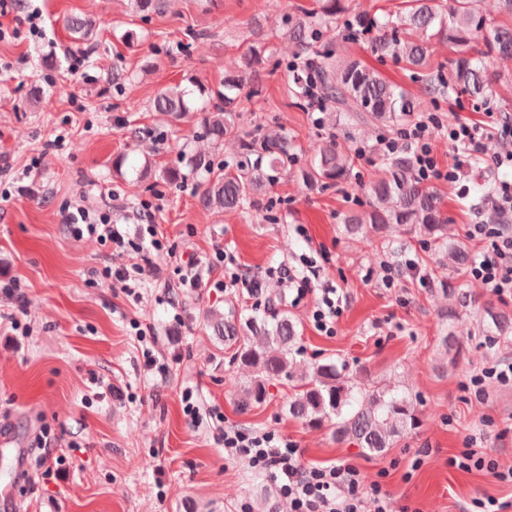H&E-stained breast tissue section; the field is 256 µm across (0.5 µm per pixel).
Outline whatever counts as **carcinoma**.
I'll use <instances>...</instances> for the list:
<instances>
[{"mask_svg":"<svg viewBox=\"0 0 512 512\" xmlns=\"http://www.w3.org/2000/svg\"><path fill=\"white\" fill-rule=\"evenodd\" d=\"M408 2L400 11L372 18L370 26L380 33L375 49L402 62L413 78L425 81L423 99L358 59L341 61L337 50L323 42L324 34L346 23L341 0H317L315 7H301L288 19L282 37L293 44L298 58L317 54V88L327 109L340 121L395 130L406 117L429 111L436 99L451 93L464 94L484 105L491 101L497 78L488 73L483 58L512 59V0H497L500 18L490 23L481 8L482 0ZM67 29L79 42L95 37V24L78 16L68 20ZM435 43L448 47L446 77L432 59ZM266 51L264 46L250 47L241 69L224 73L220 88H198L200 96L221 101L211 110L200 108L206 137L213 145L237 136L244 75L256 72ZM307 88V75L296 73L290 90L296 104L307 100ZM187 96V91L177 87L165 89L153 99V108L179 120L193 111ZM353 167L352 154L329 135L317 143L310 159L299 168L292 139L282 130H269L258 141L239 139L237 172L208 180L201 201L207 209L251 208L275 173L295 168L307 187L318 189L349 181ZM367 193L365 207L345 219L351 233L361 231L366 224L379 229L409 224L424 244L437 247L448 257L449 267L468 265L470 255L465 248L448 240V216L438 194L416 180L409 156L384 157L381 175L369 182ZM484 322L494 339L512 335V314L506 311L487 307ZM213 330L224 338V344L234 348L233 362L250 371L241 389L245 406L263 403L271 383L297 377L288 414L307 426L331 427L339 442L351 440L372 454H381L392 447L395 438L416 425L407 395L357 383L345 375L344 364L314 362L304 373L295 374L298 330L285 310L246 315L231 305L224 316H215Z\"/></svg>","mask_w":512,"mask_h":512,"instance_id":"1","label":"carcinoma"}]
</instances>
